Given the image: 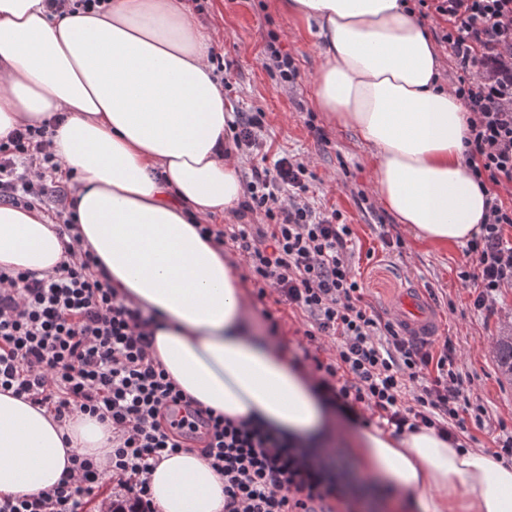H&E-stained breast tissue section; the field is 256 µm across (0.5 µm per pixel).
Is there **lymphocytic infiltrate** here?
<instances>
[{
  "instance_id": "f902f5d3",
  "label": "lymphocytic infiltrate",
  "mask_w": 512,
  "mask_h": 512,
  "mask_svg": "<svg viewBox=\"0 0 512 512\" xmlns=\"http://www.w3.org/2000/svg\"><path fill=\"white\" fill-rule=\"evenodd\" d=\"M458 73L454 94L471 114L463 159L487 195V216L468 241L473 307L494 312L512 288V77L491 69L512 58V0H416ZM264 115L240 112L229 124L234 149L256 158L237 224L198 225L214 247L232 242L246 259L258 298L303 314L310 342H334V358L311 355L316 390L346 419L401 435L424 429L460 447L466 418L484 408L464 394L452 341L435 346L400 332L365 299L355 269L354 231L341 211L316 204L315 174L287 152L261 151ZM52 133L26 126L0 140V200L52 207L65 258L54 273L0 268V389L46 408L59 422L82 414L112 428L110 471L75 453L57 485L0 498V512H86L104 483L133 512H155L149 479L166 456L197 449L224 478V512H354L344 450L318 452L259 417L202 407L150 352L157 315L124 302L100 261L82 245L61 192ZM259 214L260 223L244 218Z\"/></svg>"
}]
</instances>
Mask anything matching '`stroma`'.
<instances>
[{"label": "stroma", "instance_id": "obj_1", "mask_svg": "<svg viewBox=\"0 0 512 512\" xmlns=\"http://www.w3.org/2000/svg\"><path fill=\"white\" fill-rule=\"evenodd\" d=\"M199 2L203 10L197 18L214 32L215 51L233 62L229 76L233 88L225 92V99L235 109L263 112L264 144L270 153L285 150L310 161L316 174V201L340 210L347 223L354 225L355 254L366 300L383 312L393 310L402 289L421 288L428 293L441 323L440 334L450 337L455 347L464 393L486 410L483 424L466 420L463 435L471 448L492 451L500 425L512 430V382L501 375L493 354L504 326L512 322V290H503L494 314L474 310V290L459 277L466 265L462 245L420 240L387 212L375 190L370 146L316 109L312 81L324 59L304 24L282 14L275 0ZM272 33L299 71L293 89L281 87L264 66V48ZM311 112L327 143H319L307 128L305 121ZM383 222L388 223L390 232L402 237L401 255L383 252L379 240ZM251 305L264 340L288 360H299L302 370H309V362L302 359L308 344L303 316L275 304L270 296L252 300ZM267 310L277 317V330H270L263 316Z\"/></svg>", "mask_w": 512, "mask_h": 512}]
</instances>
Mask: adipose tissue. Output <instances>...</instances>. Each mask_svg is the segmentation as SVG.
Instances as JSON below:
<instances>
[{"instance_id":"ef3b65f1","label":"adipose tissue","mask_w":512,"mask_h":512,"mask_svg":"<svg viewBox=\"0 0 512 512\" xmlns=\"http://www.w3.org/2000/svg\"><path fill=\"white\" fill-rule=\"evenodd\" d=\"M313 26L324 64L318 109L372 148L376 191L414 235L469 240L487 196L462 159L463 102L439 86L441 59L404 0H278ZM211 33L189 0H111L63 18L45 0H0V139L50 125L60 176L79 183L75 222L120 297L154 311L153 350L183 392L230 416L258 414L305 443L343 433L307 375L257 334L224 255L198 234L243 197L224 151L231 107ZM64 247L49 214L0 204V268L50 273ZM106 424L0 391V497L57 484L73 451L108 467ZM387 512H512V464L430 431L346 435ZM157 512H223L224 478L192 449L150 478Z\"/></svg>"}]
</instances>
